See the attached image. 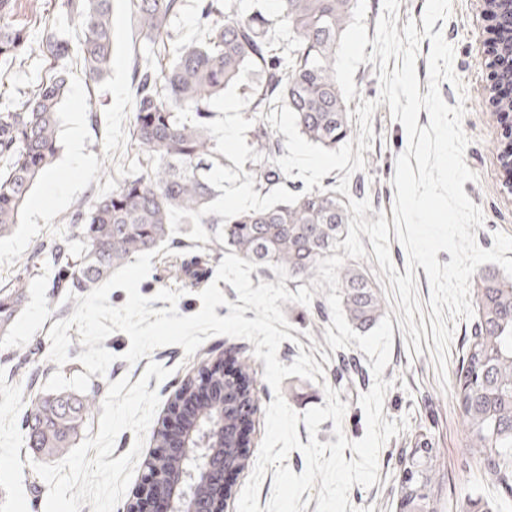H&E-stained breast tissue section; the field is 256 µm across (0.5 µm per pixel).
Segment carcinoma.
I'll list each match as a JSON object with an SVG mask.
<instances>
[{
  "label": "carcinoma",
  "instance_id": "carcinoma-1",
  "mask_svg": "<svg viewBox=\"0 0 512 512\" xmlns=\"http://www.w3.org/2000/svg\"><path fill=\"white\" fill-rule=\"evenodd\" d=\"M141 45L133 48L135 97L129 127L135 150L131 170L112 191L68 217L79 232L40 245L20 266L13 283L0 288V333H6L26 301L31 271L50 267L57 288H91L141 253L170 238L168 211H197L218 195L206 179L224 155L205 129L176 120V108L190 107L199 123L213 120L209 100L224 92L248 61L257 66L248 111L253 113V189L268 193L288 185L274 163L284 156L278 132L263 119L266 112L290 107L300 133L311 143L334 149L349 133V106L334 80L336 52L352 21L356 0H277L276 22L288 36V51L273 48L272 22L265 10L241 8L242 0H197L202 38L180 42L171 21L183 0H127ZM16 0H0V62L38 53L50 64V76L27 99L0 112V238L20 223L34 183L49 174L60 151V110L68 91L73 46L56 23L63 18L80 30L79 53L87 84L99 83L111 70L112 0H54L53 16L17 18ZM36 28L37 38L30 36ZM283 101L273 103L277 96ZM297 202L278 203L264 212L229 220L201 218L212 239L240 258L269 270L280 264L289 282L311 284L320 278L316 264L336 254L352 219L349 200L330 190L301 187ZM339 295L347 320L370 331L384 315V301L354 265L338 269ZM479 318L475 336L458 371V403L468 425V447L487 457L488 469L505 489L501 512L512 509V277L495 271L480 275ZM208 388L214 399L224 391L223 363H213L187 380L176 397ZM96 399L66 391L31 398L26 444L47 456H61L81 435ZM429 441L414 449L411 476L401 485L403 512H438L431 495L435 478Z\"/></svg>",
  "mask_w": 512,
  "mask_h": 512
}]
</instances>
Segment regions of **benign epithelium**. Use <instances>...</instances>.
Segmentation results:
<instances>
[{"label":"benign epithelium","mask_w":512,"mask_h":512,"mask_svg":"<svg viewBox=\"0 0 512 512\" xmlns=\"http://www.w3.org/2000/svg\"><path fill=\"white\" fill-rule=\"evenodd\" d=\"M208 400L207 390L179 401L166 420L164 455L194 468L179 466L142 479L127 503V512H226L233 477L247 464V425L253 408L246 402L231 407L221 404L212 417L197 416V424L184 423L183 408Z\"/></svg>","instance_id":"7a95c632"}]
</instances>
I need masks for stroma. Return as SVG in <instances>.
Instances as JSON below:
<instances>
[{
	"label": "stroma",
	"instance_id": "stroma-1",
	"mask_svg": "<svg viewBox=\"0 0 512 512\" xmlns=\"http://www.w3.org/2000/svg\"><path fill=\"white\" fill-rule=\"evenodd\" d=\"M491 27L483 0H451L442 32L454 48L453 67L463 86L440 84L448 105L460 103L466 109L463 129L469 144L465 162L478 179L465 182L463 189L483 213L484 224L476 231V241L486 250L492 248L495 233L512 235V187L497 158L503 132L488 102L492 82L484 54ZM113 32L112 71L95 87L87 86L80 59L71 61L69 91L61 108L60 154L51 173L34 187L20 224L12 235L0 239V287L14 281L20 264L40 244L73 235L75 228L68 224V215L117 187L127 173L123 155L134 97L129 57L136 33L125 0H114ZM48 73L49 63L43 57L16 60L0 77V102L26 99ZM77 112L82 115L88 158L80 170L72 163L70 149L72 116ZM371 124L374 137L370 150L363 153L366 166L355 172L350 182L357 187V199L371 203L365 213L367 221L381 217L390 221L394 218L395 160L406 149L408 138L402 124L391 117L388 104H379ZM190 230V225H179L167 249L153 257L152 269L139 291L151 298L155 310L164 307L155 298L160 289L181 291L177 309L180 314L192 315L201 308L199 292L214 283L228 300L215 312L227 316L228 305L237 302L238 294L227 282L217 283L212 277L225 256L224 248L207 243L204 255H199V266L205 271L199 281L186 286L175 277L174 264L197 255ZM357 266L378 289L393 324L391 361L382 373L392 387L384 399L382 418L388 422L404 418L408 426L381 448L377 483L369 488L352 486L351 504L373 507L374 512H399L398 485L404 462L418 442L427 439L435 451L433 496L441 504L440 512H459L460 504L466 502L491 512L500 489L483 460L468 448L466 425L455 401L457 372L474 334L475 320L460 317L447 321L453 339L446 370L438 372L431 354L432 337L417 343L403 333L399 321L404 312L398 309L397 294L375 255L358 260ZM53 278L51 271L43 270L31 279L22 311L6 335H0V512H123L142 481L145 460L155 450L153 430L168 413L176 390L202 365L223 355L252 360L249 381L256 404L247 449L249 462H256L265 409L276 392L263 377L264 361L253 356L254 343L216 335L193 356H186L180 346L169 345L132 365L123 359L130 346L128 336L115 332L103 346L117 359L100 375L88 373L79 362L84 348L73 328L68 332L72 340L69 359L59 365L49 358L48 332L55 322L69 318L78 302L52 288ZM281 309L293 328V338L281 343L279 361L288 366L299 353H306L323 368L324 377L318 382L297 376L284 378L279 393L294 411L302 413L324 405L326 388L338 390L340 401L347 405L343 431L349 440L361 439L366 419L359 396L369 392L374 383L370 357L354 345L332 350L325 338L331 323L329 307L285 302ZM48 390L96 396V406L79 440L59 458L39 455L25 444L23 419L29 399Z\"/></svg>",
	"mask_w": 512,
	"mask_h": 512
}]
</instances>
